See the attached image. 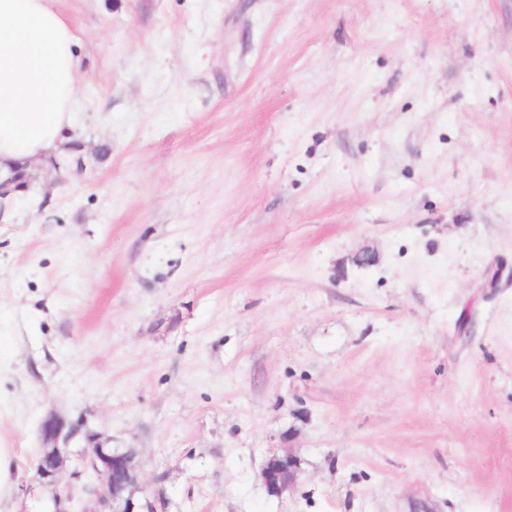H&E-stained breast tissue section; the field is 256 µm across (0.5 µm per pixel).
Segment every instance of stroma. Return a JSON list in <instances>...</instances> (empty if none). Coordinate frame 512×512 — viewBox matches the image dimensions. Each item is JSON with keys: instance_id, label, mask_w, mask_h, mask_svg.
Here are the masks:
<instances>
[{"instance_id": "stroma-1", "label": "stroma", "mask_w": 512, "mask_h": 512, "mask_svg": "<svg viewBox=\"0 0 512 512\" xmlns=\"http://www.w3.org/2000/svg\"><path fill=\"white\" fill-rule=\"evenodd\" d=\"M62 7L82 149L0 214V512H47L52 412L167 512H512V0ZM299 462L287 449L274 453L265 462L262 476L270 493L279 496L297 480Z\"/></svg>"}]
</instances>
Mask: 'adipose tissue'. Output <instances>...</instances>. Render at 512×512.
Masks as SVG:
<instances>
[{"label": "adipose tissue", "instance_id": "1", "mask_svg": "<svg viewBox=\"0 0 512 512\" xmlns=\"http://www.w3.org/2000/svg\"><path fill=\"white\" fill-rule=\"evenodd\" d=\"M61 0H0V173L76 141L83 59Z\"/></svg>", "mask_w": 512, "mask_h": 512}]
</instances>
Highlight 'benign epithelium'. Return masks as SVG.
I'll return each mask as SVG.
<instances>
[{"instance_id": "benign-epithelium-1", "label": "benign epithelium", "mask_w": 512, "mask_h": 512, "mask_svg": "<svg viewBox=\"0 0 512 512\" xmlns=\"http://www.w3.org/2000/svg\"><path fill=\"white\" fill-rule=\"evenodd\" d=\"M29 184L28 176L20 171L0 176V206L14 193L26 190ZM78 430V425L56 413L45 416L40 424L37 475L44 485L53 489L54 512H72L70 504L75 490L61 483L59 474L70 454L69 443ZM135 458L136 452L131 448H106L97 435L85 436V446L78 450L77 460L98 477L94 487L98 512H164L162 493L143 492ZM298 473L297 458L285 449L267 458L262 476L268 491L279 496L295 483Z\"/></svg>"}]
</instances>
